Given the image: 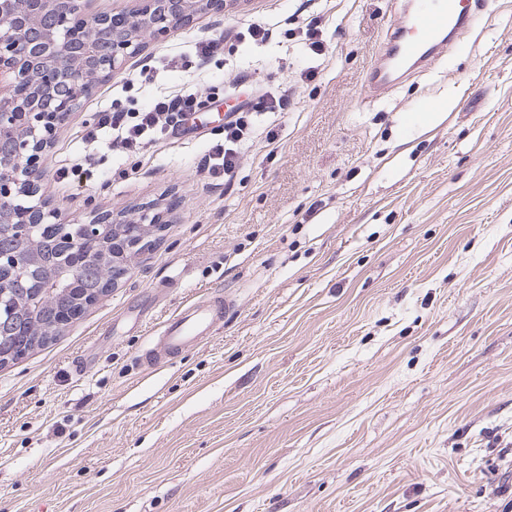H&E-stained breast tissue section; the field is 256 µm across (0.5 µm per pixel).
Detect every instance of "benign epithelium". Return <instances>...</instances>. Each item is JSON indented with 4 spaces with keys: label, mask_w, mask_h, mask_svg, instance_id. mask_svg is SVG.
Returning a JSON list of instances; mask_svg holds the SVG:
<instances>
[{
    "label": "benign epithelium",
    "mask_w": 512,
    "mask_h": 512,
    "mask_svg": "<svg viewBox=\"0 0 512 512\" xmlns=\"http://www.w3.org/2000/svg\"><path fill=\"white\" fill-rule=\"evenodd\" d=\"M91 0H0V255L11 257L12 284L0 286V335L13 333L15 315L32 305L56 309L57 296L36 273L46 259L33 246L9 253L13 225L58 220V208L40 200L18 209L17 200L32 197L43 172L41 155L97 82L119 73L122 62L143 49L147 37H163L188 20L190 11H224V0H143L134 11L90 10ZM112 225V261L95 256L74 262L66 272L75 279H96L94 294L79 297L71 314L86 313L111 289L131 277L134 266L154 245L160 217L139 220L91 212L79 223L86 240L102 237Z\"/></svg>",
    "instance_id": "obj_1"
}]
</instances>
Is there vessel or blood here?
<instances>
[{
    "instance_id": "obj_1",
    "label": "vessel or blood",
    "mask_w": 512,
    "mask_h": 512,
    "mask_svg": "<svg viewBox=\"0 0 512 512\" xmlns=\"http://www.w3.org/2000/svg\"><path fill=\"white\" fill-rule=\"evenodd\" d=\"M472 23L466 0H423L413 17L390 26L383 62L371 71L370 84L379 88L398 82L412 67L430 60L448 35H462ZM221 314L222 304L217 300L184 307L164 325L159 341L145 351V363L154 365L201 345Z\"/></svg>"
}]
</instances>
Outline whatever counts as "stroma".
<instances>
[{"instance_id":"stroma-1","label":"stroma","mask_w":512,"mask_h":512,"mask_svg":"<svg viewBox=\"0 0 512 512\" xmlns=\"http://www.w3.org/2000/svg\"><path fill=\"white\" fill-rule=\"evenodd\" d=\"M410 0H226L146 42L44 154L60 221L167 213L135 273L0 368V512H502L512 483V0L426 71L368 93ZM322 17L326 47L298 37ZM272 21L255 43L249 25ZM227 35L205 68L163 67ZM152 65V83L123 90ZM320 67L313 82L300 75ZM288 91L275 144L231 182L198 162L255 85ZM195 90L194 124L141 154L84 129ZM421 108L432 120L412 122ZM92 158L90 177H56ZM208 341L149 367L191 303Z\"/></svg>"}]
</instances>
